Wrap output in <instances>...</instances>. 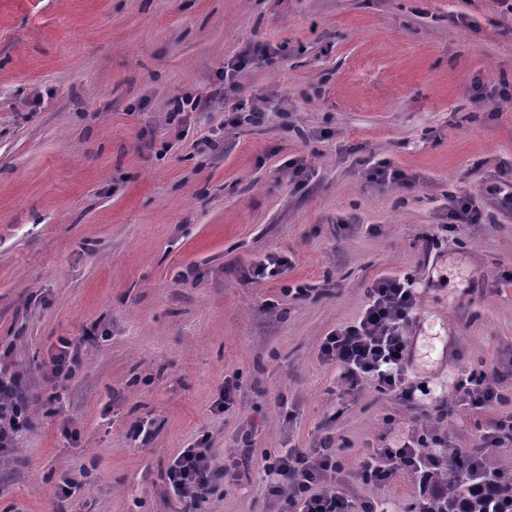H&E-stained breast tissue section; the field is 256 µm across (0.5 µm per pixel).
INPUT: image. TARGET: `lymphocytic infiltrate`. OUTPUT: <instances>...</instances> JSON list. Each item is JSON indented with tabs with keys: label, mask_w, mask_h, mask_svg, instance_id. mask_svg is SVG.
Returning <instances> with one entry per match:
<instances>
[{
	"label": "lymphocytic infiltrate",
	"mask_w": 512,
	"mask_h": 512,
	"mask_svg": "<svg viewBox=\"0 0 512 512\" xmlns=\"http://www.w3.org/2000/svg\"><path fill=\"white\" fill-rule=\"evenodd\" d=\"M415 306V294L409 278L387 276L376 282L368 304L356 325L326 336L322 354L336 361L342 370L347 390L373 387L409 401L415 395L413 385L401 374L406 350L404 330ZM34 399L19 389V376L0 371V453L12 451L20 424ZM429 442L426 437L397 448H382L368 455L362 463L366 482L389 481L400 469L423 472L420 457ZM271 479L290 477L288 500L296 512H378L368 501H358L340 491L348 480L336 449L291 448L285 455L264 466ZM231 466H216L204 444L183 449L166 471L173 494L185 501L184 512H200L212 495L218 480L231 476ZM336 480L328 488L327 480Z\"/></svg>",
	"instance_id": "f902f5d3"
}]
</instances>
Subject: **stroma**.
Listing matches in <instances>:
<instances>
[{
    "label": "stroma",
    "mask_w": 512,
    "mask_h": 512,
    "mask_svg": "<svg viewBox=\"0 0 512 512\" xmlns=\"http://www.w3.org/2000/svg\"><path fill=\"white\" fill-rule=\"evenodd\" d=\"M503 89L512 0H0V365L38 397L0 512H179L167 468L204 438L237 466L205 512H290L263 465L326 437L346 494L407 512L418 477L364 483L367 454L427 433L463 455L512 415V211L485 192L512 174ZM240 101L264 123L230 125ZM466 194L484 222L445 233ZM270 256L283 274L255 278ZM390 275L417 299L410 405L345 393L320 351ZM472 370L498 401L457 391Z\"/></svg>",
    "instance_id": "stroma-1"
}]
</instances>
